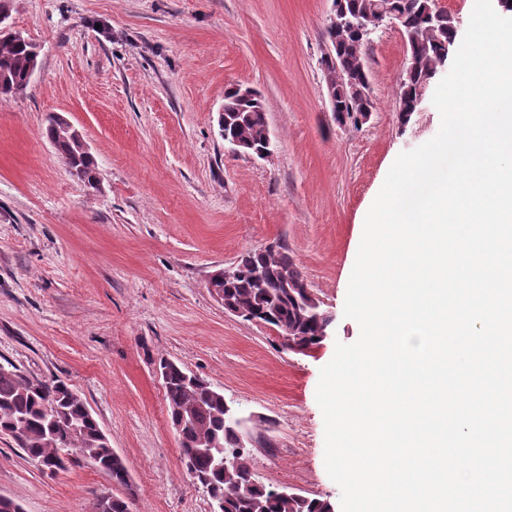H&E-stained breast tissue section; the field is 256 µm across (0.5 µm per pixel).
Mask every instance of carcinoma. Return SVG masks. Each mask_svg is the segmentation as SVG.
<instances>
[{"mask_svg": "<svg viewBox=\"0 0 512 512\" xmlns=\"http://www.w3.org/2000/svg\"><path fill=\"white\" fill-rule=\"evenodd\" d=\"M376 2L340 0L339 6L347 15L370 24ZM383 2L400 25L408 60L416 64L415 70L405 71L398 85V120L405 125L431 74L448 62L459 22L453 15L436 21L435 0ZM326 37L331 50L328 70L336 89V121L357 128L361 95L369 83L368 72L362 68L366 43L349 27L329 30ZM37 65L39 46L35 42L20 32L0 31V98L24 94ZM224 111L228 137L244 143L250 153L265 148L268 124L261 95L245 101L231 88L224 94ZM45 134L65 158L71 174L95 187V160L63 123L49 118ZM210 282L222 290L227 306L247 321L286 335L285 346L300 353L318 345L333 321L329 311L311 303L303 288L302 272L283 245L246 251L234 275L227 279L216 275ZM160 370L170 420L177 428L187 469L210 499L223 504V512H333L328 500L282 495L259 483L252 471L251 453L243 447V433L224 423V394L173 361L161 362ZM48 397L57 404L53 419L43 412ZM14 429L20 431L19 447L43 468L52 472L64 469L69 449L78 448L81 456L112 482L128 485L124 460L114 457L83 399L62 380L43 381L14 365L8 369L0 366V433ZM203 442L213 444L212 451L201 448Z\"/></svg>", "mask_w": 512, "mask_h": 512, "instance_id": "cac0c4a2", "label": "carcinoma"}]
</instances>
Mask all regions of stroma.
<instances>
[{
	"label": "stroma",
	"instance_id": "1",
	"mask_svg": "<svg viewBox=\"0 0 512 512\" xmlns=\"http://www.w3.org/2000/svg\"><path fill=\"white\" fill-rule=\"evenodd\" d=\"M332 0H9L40 47L26 92L0 100V364L67 383L124 460L129 487L82 457L50 472L0 435V496L23 512H211L189 474L157 369L170 359L268 430L251 464L265 486L339 505L315 392L344 317L365 216L396 157L440 128L433 104L397 119L407 66L387 26L365 48L374 110L337 122L322 59ZM259 90L273 142L261 160L224 147V92ZM84 137L97 188L44 134ZM287 247L333 321L308 353L231 314L208 282L246 250Z\"/></svg>",
	"mask_w": 512,
	"mask_h": 512
}]
</instances>
